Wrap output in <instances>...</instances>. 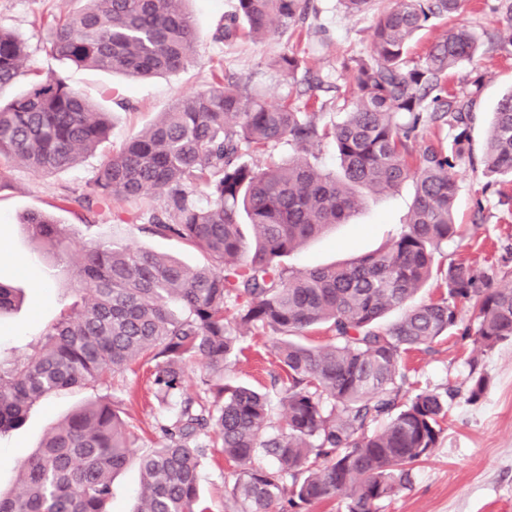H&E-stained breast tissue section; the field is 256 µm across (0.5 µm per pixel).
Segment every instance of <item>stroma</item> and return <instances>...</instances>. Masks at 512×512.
<instances>
[{
	"label": "stroma",
	"instance_id": "obj_1",
	"mask_svg": "<svg viewBox=\"0 0 512 512\" xmlns=\"http://www.w3.org/2000/svg\"><path fill=\"white\" fill-rule=\"evenodd\" d=\"M314 9L287 32L275 33L261 42L243 38L224 46L211 35L236 0H189L187 10L200 37L195 62L184 70L146 80L91 71L72 65L48 50L49 25L54 17L73 9L72 0H0V27L23 37L30 55V74L0 89V102L25 94L32 83L52 74L110 114L108 148L122 145L141 127L168 110L175 98L210 84L227 74L250 83L262 73L265 87L278 85L271 64L280 54L292 53L302 61L293 89L302 111L316 115L318 125L338 122L350 103L344 89L352 74L344 62L368 57L372 34L381 11L394 0H375L371 10L346 13L340 0H313ZM498 0H467L454 20L430 19L408 47L409 57L426 48L457 23L475 31L481 42L479 56L448 73V88L474 93V120L469 129L465 159L459 167V193L455 222L462 237L450 241L435 257L438 265L464 259L486 273L497 287L512 285V206L502 196L512 195V183L497 182L484 171L483 154L496 105L512 91V29L497 8ZM318 75L326 90L306 95L309 75ZM99 155L79 165L53 173H39L17 164L0 184V282L21 291L23 300L0 316V360L13 362L31 357L48 328L59 318L64 304L75 294L69 280L83 245L93 241L140 247L177 258L189 268L199 267L206 257L198 249L176 239L140 232L126 222L136 211L133 202H120L112 210L79 220L76 198L93 185ZM416 184L406 180L394 190L371 194L347 223L330 227L310 240L285 261L287 267L304 270L347 262L390 243L406 224ZM32 211L53 215L66 225L69 255L59 259L32 241L24 218ZM241 350L224 371L226 380L266 392L279 367L271 352L268 334L252 331L240 340ZM411 380L419 387L446 385L456 391L450 401L445 431L433 454L420 462L411 489L381 503L379 512H512V341L491 349L476 347L472 339L453 334L442 337L428 352L407 355ZM487 377L484 395L469 401L472 377ZM114 396L135 426V454L155 448L161 410L153 396L150 367L134 365L115 379L114 387L74 388L35 404L23 423L0 432V492L16 490L18 467L39 446L49 429L78 407L101 396ZM233 466L222 454L205 460L201 476V512H227Z\"/></svg>",
	"mask_w": 512,
	"mask_h": 512
}]
</instances>
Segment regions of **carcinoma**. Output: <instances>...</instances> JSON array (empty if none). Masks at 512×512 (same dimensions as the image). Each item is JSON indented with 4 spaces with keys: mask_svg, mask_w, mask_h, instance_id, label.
Returning <instances> with one entry per match:
<instances>
[{
    "mask_svg": "<svg viewBox=\"0 0 512 512\" xmlns=\"http://www.w3.org/2000/svg\"><path fill=\"white\" fill-rule=\"evenodd\" d=\"M80 2L50 25L51 53L75 66L149 76L177 73L194 59L199 36L186 0ZM309 3L237 0L212 41L244 32L261 40L302 19ZM464 3L395 0L377 21L371 54L355 61L350 112L329 129L286 96L274 100L256 84L220 79L178 95L159 119L104 154L78 206L90 213L112 209L114 200L162 197L164 207L128 220L199 247L209 263L190 270L141 247L86 246L71 275L81 301L65 306L35 357L0 367V432L21 424L35 402L106 384L143 360L152 364L164 415L157 447L137 457L142 490L133 512H196L200 467L214 448L238 467L230 512H310L332 500L345 512H378L409 489L414 466L437 447L453 393L412 390L404 355L457 330L460 302L476 315L474 344L492 349L512 340L511 288L493 287L463 260L435 266V254L457 235L458 167L472 120V100L448 90V70L473 61L480 38L452 26L418 61L407 59V49L430 18L454 16ZM28 58L24 39L0 28V88L16 81ZM272 67L289 84L301 60L284 53ZM426 126L448 127L451 139L426 147L413 170L408 142ZM109 134L105 112L47 76L0 104V183L15 163L45 173L74 167ZM328 138L336 172L301 154L261 170L241 161L252 148L288 141L304 149ZM484 166L512 179V92L494 112ZM412 175L414 204L389 245L343 265L286 267L302 244L345 223L365 194ZM24 224L41 247L65 251V225L42 212ZM432 279L446 294L415 302ZM231 307L237 316L229 322ZM395 311L398 319L382 326ZM320 326L331 342L305 343ZM252 330L273 338L281 370L273 395L224 382L240 338ZM196 358L209 372L190 393L185 367ZM277 408L285 431L273 422ZM121 413L101 398L51 427L21 464L17 493L0 495V512H106L112 476L133 457L135 435ZM263 456L276 465L256 463Z\"/></svg>",
    "mask_w": 512,
    "mask_h": 512,
    "instance_id": "carcinoma-1",
    "label": "carcinoma"
}]
</instances>
